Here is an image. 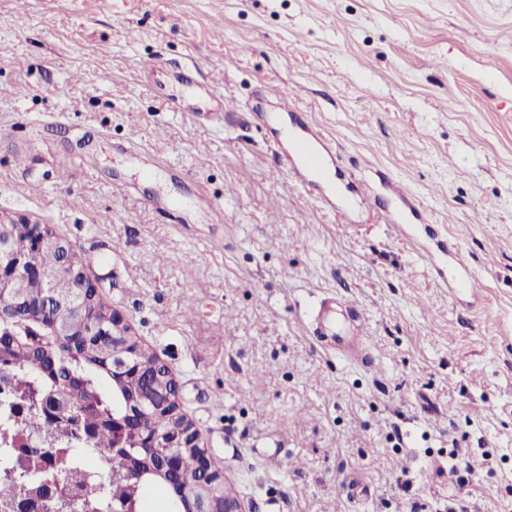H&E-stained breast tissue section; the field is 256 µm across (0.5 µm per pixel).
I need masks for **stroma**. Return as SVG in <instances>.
Segmentation results:
<instances>
[{
  "mask_svg": "<svg viewBox=\"0 0 512 512\" xmlns=\"http://www.w3.org/2000/svg\"><path fill=\"white\" fill-rule=\"evenodd\" d=\"M290 95L330 141L315 200L271 144ZM0 220L79 253L248 512L512 502V0H0ZM326 295L370 366L319 346Z\"/></svg>",
  "mask_w": 512,
  "mask_h": 512,
  "instance_id": "1",
  "label": "stroma"
}]
</instances>
